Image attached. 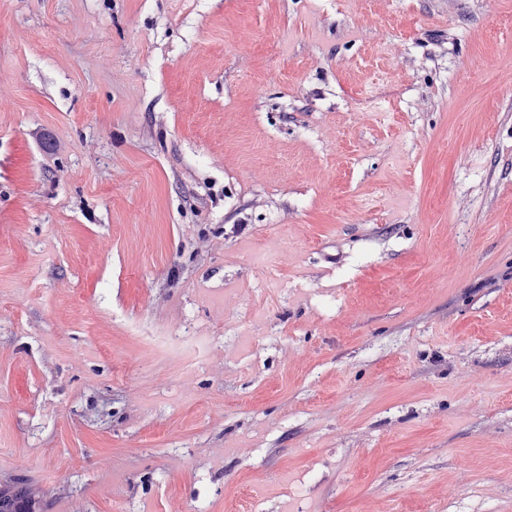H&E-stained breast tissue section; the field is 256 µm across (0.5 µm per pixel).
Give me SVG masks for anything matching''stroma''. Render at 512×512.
<instances>
[{
    "mask_svg": "<svg viewBox=\"0 0 512 512\" xmlns=\"http://www.w3.org/2000/svg\"><path fill=\"white\" fill-rule=\"evenodd\" d=\"M16 480L512 512V0H0Z\"/></svg>",
    "mask_w": 512,
    "mask_h": 512,
    "instance_id": "1",
    "label": "stroma"
}]
</instances>
